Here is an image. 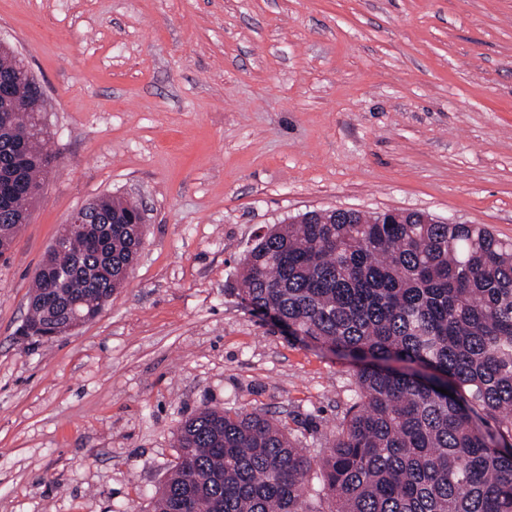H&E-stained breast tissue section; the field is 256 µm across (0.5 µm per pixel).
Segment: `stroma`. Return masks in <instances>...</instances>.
<instances>
[{
    "instance_id": "obj_1",
    "label": "stroma",
    "mask_w": 512,
    "mask_h": 512,
    "mask_svg": "<svg viewBox=\"0 0 512 512\" xmlns=\"http://www.w3.org/2000/svg\"><path fill=\"white\" fill-rule=\"evenodd\" d=\"M0 39L56 158L0 259V512H152L205 407L328 448L352 368L242 299L260 230L396 209L512 240V0H0ZM103 194L147 216L125 287L20 339L53 238ZM15 56H14L13 52L10 51V49L2 50L0 48V77L1 78L5 74L14 73V71L16 70ZM17 60H21V59L19 57H17ZM17 73L19 75L25 77L28 81L33 82L37 86H39L40 82L38 81V79L36 78V76L34 75L32 70L28 67V65H26V63H24V61H22V60L20 62V67H19V70L17 71ZM40 86H41V84H40ZM41 92H42L41 101H40L41 107L39 110L35 111L36 113L33 114V117L36 119V121L39 122L40 125H45L43 112H46V109L44 107L45 99H44V92H43L42 86H41Z\"/></svg>"
}]
</instances>
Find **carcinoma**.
Listing matches in <instances>:
<instances>
[{
    "label": "carcinoma",
    "mask_w": 512,
    "mask_h": 512,
    "mask_svg": "<svg viewBox=\"0 0 512 512\" xmlns=\"http://www.w3.org/2000/svg\"><path fill=\"white\" fill-rule=\"evenodd\" d=\"M34 107L14 81L0 108ZM25 186L0 205L27 211L54 161L24 127ZM12 137L0 134V169ZM137 205L104 195L102 224L68 232L35 276L31 337L65 322L77 283L106 297L141 237ZM243 300L288 321L295 339L350 361L355 400L314 461L275 419L204 408L177 428L176 463L154 512H512V242L484 224L334 212L275 224L242 259ZM449 391L445 395L439 389Z\"/></svg>",
    "instance_id": "1"
}]
</instances>
